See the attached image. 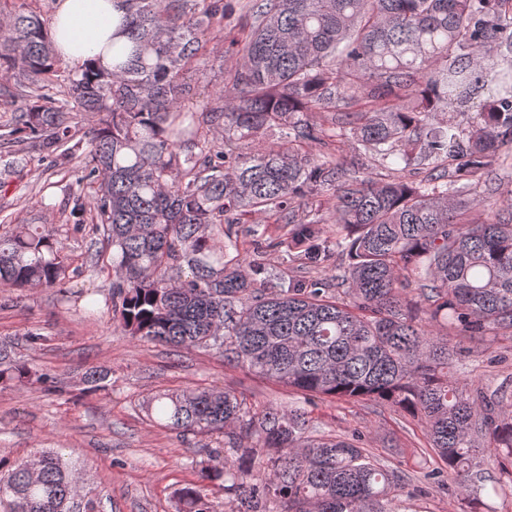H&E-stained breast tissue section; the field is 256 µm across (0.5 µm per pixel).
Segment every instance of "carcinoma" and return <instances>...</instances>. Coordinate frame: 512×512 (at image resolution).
I'll return each instance as SVG.
<instances>
[{"label":"carcinoma","mask_w":512,"mask_h":512,"mask_svg":"<svg viewBox=\"0 0 512 512\" xmlns=\"http://www.w3.org/2000/svg\"><path fill=\"white\" fill-rule=\"evenodd\" d=\"M129 45L112 68L69 67L52 52L36 0L0 13V89L23 91L0 124L11 171L32 154L57 162L84 149L73 211L89 212L109 252L112 308L133 338L173 348L211 347L228 363L308 398L370 401L425 424L431 448L468 490L474 449L493 448L512 477L506 393L488 394L450 373L456 332L512 336V196L481 224L468 202L448 200V177L471 181L512 144V76L497 80L469 129L438 113L484 90L494 49L512 35V0H255L251 23L232 39L241 63L233 86L199 111L190 74L206 34L224 33L231 0H123ZM341 100L338 125L314 115ZM99 115L88 142L73 113ZM224 134L218 144L211 130ZM280 140L259 147L265 135ZM354 135L366 151L437 162L422 182L360 179L341 155L313 153ZM334 189L336 287L321 280L276 287L266 269H239L233 225L268 214L289 226L308 268L330 259L329 236L301 202ZM224 234V242L214 232ZM187 266L189 275L172 272ZM70 263L48 225L0 233V286L54 288ZM421 282L402 297L410 277ZM91 369L85 391L106 388ZM63 393L49 369L0 349V386ZM148 417L180 436H224L202 484L177 491V512H397L399 476L370 460L361 435L313 437L299 408L254 409L231 389L158 393ZM80 469L58 451L0 461V512H99L78 493ZM234 495L216 504L208 484Z\"/></svg>","instance_id":"carcinoma-1"}]
</instances>
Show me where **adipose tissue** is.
I'll list each match as a JSON object with an SVG mask.
<instances>
[{"mask_svg":"<svg viewBox=\"0 0 512 512\" xmlns=\"http://www.w3.org/2000/svg\"><path fill=\"white\" fill-rule=\"evenodd\" d=\"M124 16L120 0H58L51 23L55 53L77 65L111 66L113 45L127 43L119 30Z\"/></svg>","mask_w":512,"mask_h":512,"instance_id":"obj_1","label":"adipose tissue"}]
</instances>
